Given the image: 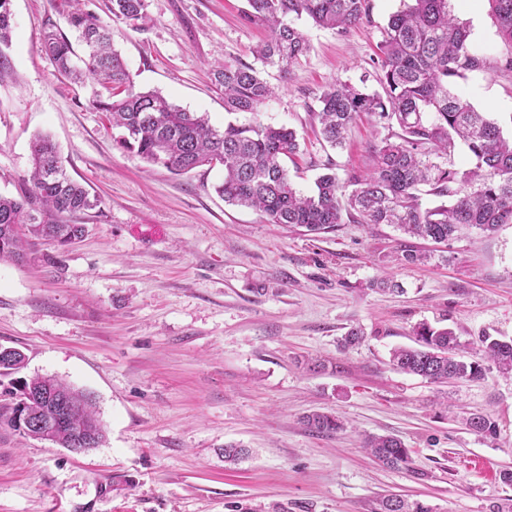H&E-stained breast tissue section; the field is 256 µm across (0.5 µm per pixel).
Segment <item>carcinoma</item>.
<instances>
[{
	"instance_id": "1",
	"label": "carcinoma",
	"mask_w": 512,
	"mask_h": 512,
	"mask_svg": "<svg viewBox=\"0 0 512 512\" xmlns=\"http://www.w3.org/2000/svg\"><path fill=\"white\" fill-rule=\"evenodd\" d=\"M69 4L68 23L83 46L78 54L69 38L52 23L44 30L42 49L58 72L79 86H90L88 105L104 115L116 132V145L150 166L175 175L202 166L224 169L216 192L224 202L252 208L270 224L301 227L311 234L328 233L358 215L365 224H393L405 235L445 244L464 229L494 233L512 224V137L478 111L452 85L466 73L486 65L472 45L469 27L455 16L452 0H403L388 20L380 43L377 81L382 92L347 80L322 90L313 113L322 139L335 148L345 144L350 125L360 114L378 118L398 131L374 152L373 169L352 174L342 183L336 173L320 175L307 193L298 191L288 174L299 143L294 130L255 122L210 124L205 113L190 112L157 91L138 89L121 54L112 48L109 24L85 9L82 0ZM244 19L268 28L270 35L253 49L256 64L224 62L213 69L224 88V109L257 113L274 94L263 72L298 60L309 49L297 21L345 33L369 19V0H248ZM501 39L512 45V0H489ZM146 0H109V18L133 27L146 19ZM12 0H0V77L6 74ZM469 152L466 168L451 161L457 145ZM32 169L19 197L0 195V262L22 261L43 240L65 248L80 239L84 225L75 218L97 208L100 200L73 180L53 141L36 136L30 144ZM451 202L432 208L420 203L421 187ZM414 344L391 350L393 368L435 383L478 379L483 365L458 358L460 343L448 328L419 325ZM484 358L512 375V339L481 340ZM25 357L16 352L0 360V375L19 373ZM13 391L32 396H63L78 413L71 424L56 429L53 442L75 447V433L96 448L104 432L90 394L44 376L18 378ZM33 418L48 428L55 421L52 405L30 407ZM468 430L496 435L488 415L471 413ZM311 432L332 436L343 430L339 417L312 413L303 417ZM363 448L390 468L410 464L409 449L393 435L371 436ZM374 512H432L420 501L400 495L378 498Z\"/></svg>"
}]
</instances>
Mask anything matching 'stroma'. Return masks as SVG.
<instances>
[{"mask_svg":"<svg viewBox=\"0 0 512 512\" xmlns=\"http://www.w3.org/2000/svg\"><path fill=\"white\" fill-rule=\"evenodd\" d=\"M399 0H370L368 23L345 34L298 23L309 50L268 69L277 94L260 112L229 113L211 67L249 63L265 30L247 0H147L138 28L112 25V45L137 88L156 90L211 123L261 122L296 130L289 174L308 191L325 167L339 179L368 171L390 130L357 119L344 148L322 142L312 117L336 80L372 78L382 30ZM483 51V69L456 89L512 137V46L488 0L453 4ZM62 0H12L9 70L0 78V194L19 195L39 133L58 144L70 175L101 199L84 236L59 250L37 245L23 264L0 263V346L26 357L25 375L55 376L91 392L105 440L75 454L0 426V512H373L398 494L433 512H490L512 498V378L492 362L475 381L435 384L394 370L393 348L422 322L452 328L467 359L479 338L512 339V224L462 233L424 264L403 250L427 241L389 224L345 222L308 234L267 223L214 191L220 169L176 175L120 150L111 125L41 49L46 24L65 27ZM54 264H45V256ZM390 275L402 292L375 288ZM361 328L363 341L343 347ZM325 371H308L311 358ZM346 423L309 432L303 415ZM482 413L498 435L466 431ZM394 435L411 451L390 469L363 440ZM247 448L237 465L225 444Z\"/></svg>","mask_w":512,"mask_h":512,"instance_id":"35a3bbf8","label":"stroma"}]
</instances>
